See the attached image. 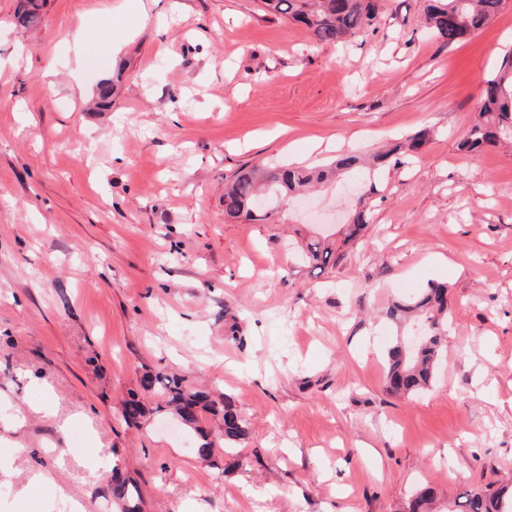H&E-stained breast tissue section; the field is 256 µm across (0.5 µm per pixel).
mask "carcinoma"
Returning <instances> with one entry per match:
<instances>
[{
	"mask_svg": "<svg viewBox=\"0 0 512 512\" xmlns=\"http://www.w3.org/2000/svg\"><path fill=\"white\" fill-rule=\"evenodd\" d=\"M264 12L288 18L306 26L320 42L335 43L343 38L361 36L372 28L379 12L380 0H259ZM425 17L431 35L445 45L485 28L503 9L507 0H426ZM40 0H23L19 19L31 27L38 24ZM426 132L417 133L403 142L373 157L374 166L393 158L409 156L424 145ZM512 142V46L503 50L499 67L485 79V89L478 119L457 143L465 155H478L484 150ZM357 155H348L329 165L308 168L271 164L263 168L241 166L224 188V215L233 221H266L270 214L259 208L262 199L275 206L287 205L294 196L311 185L325 183L344 170L359 166ZM359 209L352 214L342 231L344 241L359 236L371 223L366 199L375 193V185L361 183ZM304 257L317 267L335 266L342 254L328 238L307 242ZM447 286L429 281L412 294L395 300L386 310V318L396 328L405 324L419 331L420 340L408 349L407 340L396 336L385 356L386 390L394 395L408 396L429 388L445 346L450 323ZM143 391L162 398L157 408H173L180 419L192 428L200 439L199 455L208 457L215 452L216 442L203 424L208 414L222 421L224 447L234 448L248 435L247 423L233 401L225 397L214 400L187 380L174 374L146 370L140 378ZM151 413L138 398L131 397L121 410L122 418L138 426ZM107 493L121 504V512H141V498L134 496L132 485L118 467L112 468ZM440 498L434 487L420 490L408 505V512H434ZM454 512H512V488L507 485L473 487L456 497Z\"/></svg>",
	"mask_w": 512,
	"mask_h": 512,
	"instance_id": "1",
	"label": "carcinoma"
}]
</instances>
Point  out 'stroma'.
Segmentation results:
<instances>
[{
  "instance_id": "1",
  "label": "stroma",
  "mask_w": 512,
  "mask_h": 512,
  "mask_svg": "<svg viewBox=\"0 0 512 512\" xmlns=\"http://www.w3.org/2000/svg\"><path fill=\"white\" fill-rule=\"evenodd\" d=\"M18 4L0 0V512H117L106 479L75 478L103 456L143 512H405L424 485L450 501L512 484V148L456 149L512 0L449 46L424 0H383L340 44L258 0H45L30 28ZM421 130L335 267L297 249L358 173L264 224L224 217L243 164L318 166ZM429 280L452 305L444 357L394 397L384 312ZM148 369L232 397L246 440L200 457L141 393ZM136 391L152 413L133 427Z\"/></svg>"
}]
</instances>
